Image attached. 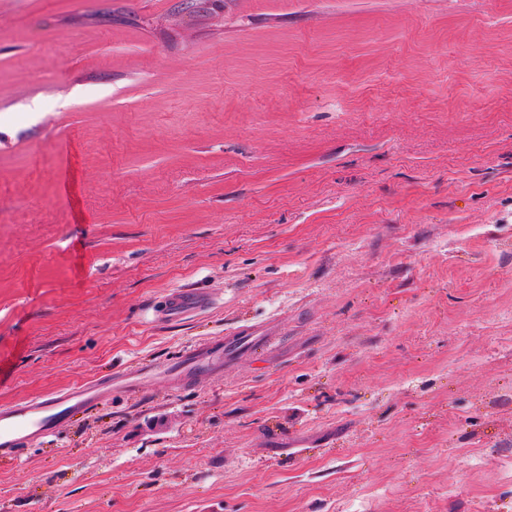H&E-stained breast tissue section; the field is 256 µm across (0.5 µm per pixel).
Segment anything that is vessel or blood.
<instances>
[{"label": "vessel or blood", "mask_w": 512, "mask_h": 512, "mask_svg": "<svg viewBox=\"0 0 512 512\" xmlns=\"http://www.w3.org/2000/svg\"><path fill=\"white\" fill-rule=\"evenodd\" d=\"M204 306L200 293L191 289L169 294L165 312L170 317H180L201 310ZM241 337L227 340H208L190 348L182 359L173 365L147 363L135 372H116L75 388L52 394L49 398L18 401L0 405V457H11L54 433L69 415L101 403L112 391H134L139 377L164 373L185 377L203 368L219 364L226 350L241 344Z\"/></svg>", "instance_id": "1"}]
</instances>
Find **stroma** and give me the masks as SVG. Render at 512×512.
I'll return each mask as SVG.
<instances>
[{
	"mask_svg": "<svg viewBox=\"0 0 512 512\" xmlns=\"http://www.w3.org/2000/svg\"><path fill=\"white\" fill-rule=\"evenodd\" d=\"M182 5L0 0V403L275 342L76 413L0 512H512V0ZM205 307L203 297L192 289L177 290L169 294L165 302L167 317H180Z\"/></svg>",
	"mask_w": 512,
	"mask_h": 512,
	"instance_id": "1",
	"label": "stroma"
}]
</instances>
